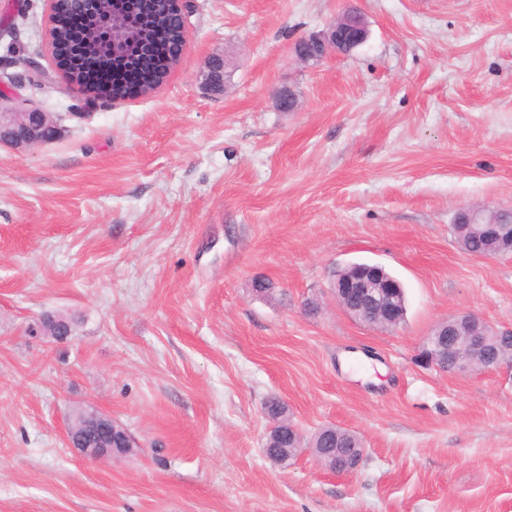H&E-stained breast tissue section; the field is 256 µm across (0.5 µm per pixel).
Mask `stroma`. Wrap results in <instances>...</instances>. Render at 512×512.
Segmentation results:
<instances>
[{
  "instance_id": "stroma-1",
  "label": "stroma",
  "mask_w": 512,
  "mask_h": 512,
  "mask_svg": "<svg viewBox=\"0 0 512 512\" xmlns=\"http://www.w3.org/2000/svg\"><path fill=\"white\" fill-rule=\"evenodd\" d=\"M186 5L180 64L104 103L55 70L48 0H0V88L61 117L53 143L0 147V512H512V368L418 361L451 316L512 329V253L451 231L512 211V0ZM349 8L366 42L299 61ZM356 261L402 282V323L337 304L330 272ZM273 397L304 436L354 433L359 466L268 460ZM83 410L135 451L68 448Z\"/></svg>"
}]
</instances>
